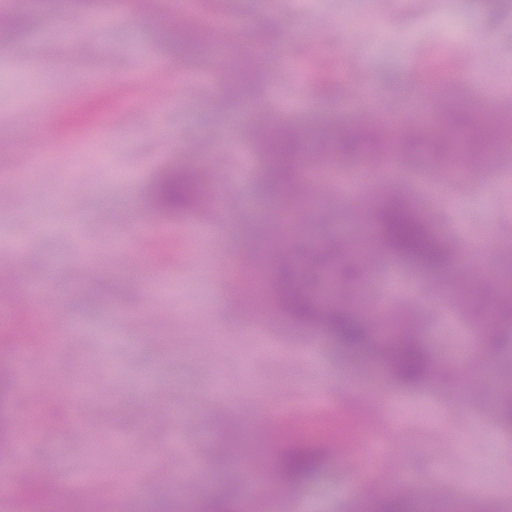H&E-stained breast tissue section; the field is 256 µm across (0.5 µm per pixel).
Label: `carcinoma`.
I'll list each match as a JSON object with an SVG mask.
<instances>
[{"label": "carcinoma", "instance_id": "obj_1", "mask_svg": "<svg viewBox=\"0 0 512 512\" xmlns=\"http://www.w3.org/2000/svg\"><path fill=\"white\" fill-rule=\"evenodd\" d=\"M176 44L183 54L195 49L191 30L180 25L175 30ZM265 75V68L243 60L235 62L229 77L228 88L244 93L258 84ZM108 106V98L83 101L77 108L64 113L58 121L59 132L65 137L75 136L81 128L95 122ZM474 121V116L464 110L443 105L437 112L436 130L429 136V149L440 162L453 164L460 159L472 167L483 159L484 140L502 136L504 131L485 127L468 145L465 154L454 135L459 123ZM256 146L270 158V165L263 175L265 190L274 197L292 201L300 190L299 168L294 158L299 156L298 133L290 127H275L268 132L257 130ZM338 139L351 146L354 152H383L393 154L395 142L391 128L385 123L357 125L338 134ZM211 199L210 182L206 174L192 165L173 166L157 177L150 192V205L162 213H187L207 206ZM370 223L374 225L379 247L395 253L405 261L437 273H446L453 262L448 243L432 232L428 218L415 203L399 190H389L378 196L371 207ZM85 297L92 304L112 299V280H97L86 285ZM267 299L285 318L302 327H316L325 331L347 352L365 349L371 343V323L358 319L350 309L315 300L309 286L297 281L293 273L269 281ZM497 328L483 339L487 352L500 349L502 337L512 335V305L500 307L494 313ZM38 326L25 322L17 326L12 336H0V349L13 348L16 341L37 335ZM390 375L404 388H416L432 376L434 364L430 352L417 339V331L405 325L398 331V339L385 352ZM15 388V380L7 361L0 360V400H7ZM499 426L512 430V391L503 399L497 415ZM349 417L342 416L334 424V431L322 439H313L305 426H283L276 436L273 448L274 489L283 492L292 486H302L323 472L328 463L349 454L345 432ZM15 427L11 418L0 414V448L15 447ZM23 500L29 512H42L49 501L50 492L41 471L30 472L23 486ZM194 512H237L235 501L224 494V484H218L211 493L199 500ZM370 512H413L410 502L401 495H385L376 500Z\"/></svg>", "mask_w": 512, "mask_h": 512}]
</instances>
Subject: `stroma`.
Returning <instances> with one entry per match:
<instances>
[{"instance_id":"35a3bbf8","label":"stroma","mask_w":512,"mask_h":512,"mask_svg":"<svg viewBox=\"0 0 512 512\" xmlns=\"http://www.w3.org/2000/svg\"><path fill=\"white\" fill-rule=\"evenodd\" d=\"M19 39L0 48V158L15 163V139L34 117L55 122L58 97L82 98L80 79L110 77L116 97L103 134L87 140L53 135L33 183L0 196V259L24 280L54 278L59 292L21 312V286L0 292V329L24 318L47 335L80 311L88 329L63 347L27 344L26 367L38 400H52L51 426L33 422V405L14 396L4 409L28 439L29 459L84 479H61L63 490L95 512H125L116 492L140 485L138 512H165L158 496L173 472L183 512L223 483L240 512H361L365 497L401 493L421 512H512V500L483 486L512 487V433L499 428L495 403L512 379V352L485 354L478 320L486 299L512 278V141L486 144L496 169L427 166L423 129L433 126L431 83L450 103L500 122L512 112V0L497 15L475 0H97L77 12L63 0H12ZM238 18V35L224 44L221 64L212 42L194 55L176 54L173 19L217 26ZM264 34L266 51H288L290 69L268 72L260 92L235 97L224 89V67L247 54L249 33ZM331 91L323 93L321 80ZM385 106L396 127L421 134L394 156V166L369 172L347 162L326 141L330 125L354 123L338 104ZM272 115L298 125L303 156L334 184H312L327 197L298 208L303 233L289 235L274 217L282 201L260 187L261 160L252 154L253 126ZM206 164L227 207L170 217L148 204L156 172L167 165ZM392 178L430 210L456 244L483 245L481 278L459 285L384 255L366 260L345 297L376 317L391 336L394 318L414 317L422 341L446 370L441 382L414 391L392 384L380 364L342 351L313 331L290 325L272 309L253 318L242 306L225 265L279 274L267 242L281 240L296 274L317 286L306 262L319 244L350 252L367 222L378 180ZM176 250L157 257L160 241ZM111 272V305L84 303L76 285L93 271ZM378 403L367 397L377 389ZM349 408L372 434L368 453L378 468L355 478L332 462L317 480L267 502L271 444L249 412L282 420L289 409L328 414ZM224 416V466L210 459L211 420ZM98 431L97 454L85 446Z\"/></svg>"}]
</instances>
